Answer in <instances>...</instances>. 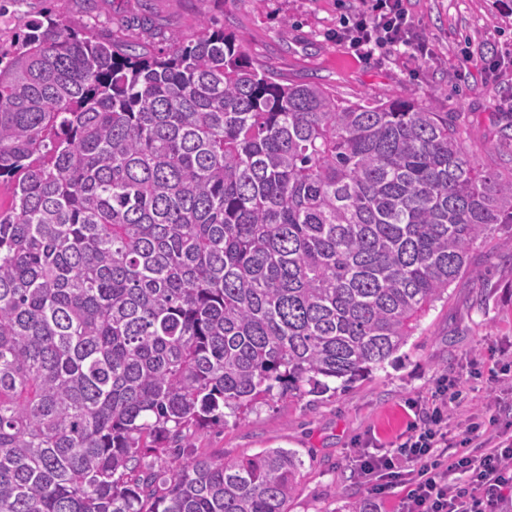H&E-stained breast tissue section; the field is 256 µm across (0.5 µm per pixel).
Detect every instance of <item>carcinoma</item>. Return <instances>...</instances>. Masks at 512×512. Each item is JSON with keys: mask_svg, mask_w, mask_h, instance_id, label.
I'll list each match as a JSON object with an SVG mask.
<instances>
[{"mask_svg": "<svg viewBox=\"0 0 512 512\" xmlns=\"http://www.w3.org/2000/svg\"><path fill=\"white\" fill-rule=\"evenodd\" d=\"M0 178V512H288L294 452L196 431L384 368L512 217L458 112L49 11L0 45Z\"/></svg>", "mask_w": 512, "mask_h": 512, "instance_id": "cac0c4a2", "label": "carcinoma"}]
</instances>
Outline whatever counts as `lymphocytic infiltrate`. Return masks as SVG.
Wrapping results in <instances>:
<instances>
[{"instance_id": "obj_1", "label": "lymphocytic infiltrate", "mask_w": 512, "mask_h": 512, "mask_svg": "<svg viewBox=\"0 0 512 512\" xmlns=\"http://www.w3.org/2000/svg\"><path fill=\"white\" fill-rule=\"evenodd\" d=\"M336 40L356 56L385 45L405 47L422 58L430 53L403 0H374L370 13L355 16L337 30ZM460 396V391L439 384L430 403H412L415 418L405 440L361 462L360 473L372 481L374 493L384 492L389 484L405 486L401 512H499L512 491L511 430H488L478 415H470L458 424L460 452L443 455L449 411ZM460 475L466 476L467 489L458 488Z\"/></svg>"}]
</instances>
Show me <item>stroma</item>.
<instances>
[{"mask_svg": "<svg viewBox=\"0 0 512 512\" xmlns=\"http://www.w3.org/2000/svg\"><path fill=\"white\" fill-rule=\"evenodd\" d=\"M372 0H13L0 9V41L51 10L67 24L165 51L203 26L230 32L254 64L284 80L318 83L344 102L411 99L467 117L466 145L477 165L512 173V0H406L431 54L419 59L384 46L354 59L336 40L340 23ZM470 272L448 290L384 370L321 396L274 398L246 417L197 432L199 453L233 462L284 446L303 462L288 512H348L370 497L356 470L358 448L381 453L405 437L409 402L427 403L443 378L462 392L451 410L512 414V390L486 377L512 360V223L494 225L469 251Z\"/></svg>", "mask_w": 512, "mask_h": 512, "instance_id": "stroma-1", "label": "stroma"}]
</instances>
